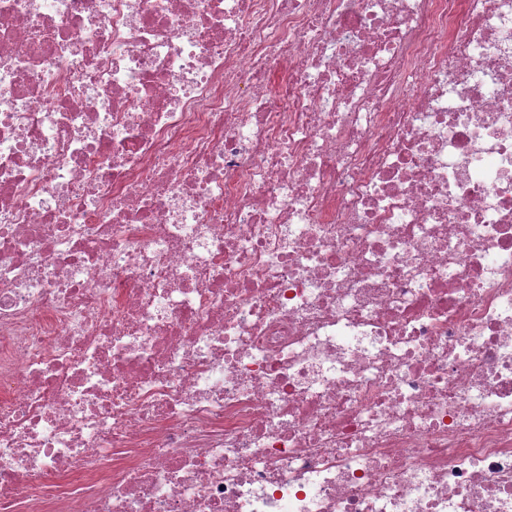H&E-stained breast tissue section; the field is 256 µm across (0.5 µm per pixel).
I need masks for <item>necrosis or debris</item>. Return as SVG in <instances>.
<instances>
[{
  "label": "necrosis or debris",
  "mask_w": 512,
  "mask_h": 512,
  "mask_svg": "<svg viewBox=\"0 0 512 512\" xmlns=\"http://www.w3.org/2000/svg\"><path fill=\"white\" fill-rule=\"evenodd\" d=\"M0 512H512V0H0Z\"/></svg>",
  "instance_id": "necrosis-or-debris-1"
}]
</instances>
